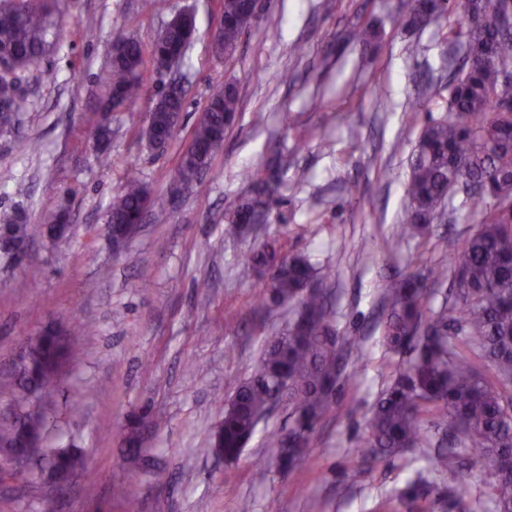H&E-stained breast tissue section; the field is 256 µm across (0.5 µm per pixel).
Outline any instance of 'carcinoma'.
I'll return each mask as SVG.
<instances>
[{"label":"carcinoma","mask_w":512,"mask_h":512,"mask_svg":"<svg viewBox=\"0 0 512 512\" xmlns=\"http://www.w3.org/2000/svg\"><path fill=\"white\" fill-rule=\"evenodd\" d=\"M465 2L466 17L450 29L451 39L465 41L461 65L448 81V116L423 126L410 157L407 184L409 207L391 247L424 235L447 203L470 184L484 192L476 199L478 230L461 245L448 241L450 265L430 269L433 279L452 275L456 286L451 313L425 316L428 294L416 276L392 281L386 288L390 308L384 338L411 358L400 368L389 388L376 402L370 418L362 458L369 468L413 448H434L432 463L464 457L486 460L481 483L498 509L512 512V470L495 465L512 462V118L498 112L512 102V81L502 69L512 68V33L493 27L512 0H412L404 24L422 29L438 23L448 10ZM249 8L248 0H222L223 34L214 44L219 55L236 49L243 33L237 18ZM58 16L52 0H19L0 9V55L12 67L0 73V108L15 114L28 107L18 74L40 62L54 45ZM195 19L188 12L175 15L164 36L148 49L136 39L116 36L112 54L109 106L134 102L141 95L147 62L161 70L185 55L194 39ZM377 31L362 25L352 34L362 50L375 44ZM185 93L170 87L155 101L142 136L155 142L184 108ZM239 109L237 87L228 83L209 98L203 116L192 131L190 144L180 156L177 174L195 178L208 169L224 134ZM288 156L274 154L265 169L251 174V193L225 216L240 234H249L267 220L268 204L279 187V173ZM166 200L150 195L140 179L127 176L122 192L106 214L115 244L129 237L126 226L138 223L148 205L164 208ZM62 212L45 227L27 224L18 215L0 217V233L25 241L33 233L60 238L70 230ZM269 268L262 283L263 309L292 304L300 324L269 337L255 373L235 389L224 406L213 447L234 462L252 437L271 402L286 393L293 425L304 445L286 446V434L269 438L272 460L294 468L310 447L312 434L330 407L342 373L343 338L331 323L328 288L315 286L313 269L302 255H288L272 244L251 258ZM74 344L49 328L27 339L20 366L15 420L0 428V446L21 448L35 467H48L65 481L78 468L81 455L72 448L42 447L43 417L39 402L55 391L59 375ZM432 490L427 481L416 482L412 494L387 504L390 512H426Z\"/></svg>","instance_id":"carcinoma-1"}]
</instances>
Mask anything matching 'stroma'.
<instances>
[{"label": "stroma", "instance_id": "35a3bbf8", "mask_svg": "<svg viewBox=\"0 0 512 512\" xmlns=\"http://www.w3.org/2000/svg\"><path fill=\"white\" fill-rule=\"evenodd\" d=\"M235 53L216 56L221 0H59L57 45L21 75L29 100L0 130V214L50 223L69 208L72 231L35 236L24 260L0 254V425L16 410L15 361L27 337L60 328L76 343L58 387L41 403L46 447L74 445L84 466L64 490L47 472L0 483V512H373L416 473L437 505L461 496L470 512H494L481 493L483 463L438 470L417 448L366 469L359 449L371 409L408 354L386 345L378 322L395 277L448 262L449 241L478 229L464 196L429 233L386 249L407 209L408 157L422 127L446 117L448 95L422 94L447 77V27L404 26L411 0H264ZM192 12L197 32L170 73L147 69L142 97L111 113L112 137L98 153L95 131L111 73L116 34L151 45L170 19ZM377 23L375 53L348 43L352 27ZM303 44V57L292 53ZM187 87L185 109L164 150L140 134L170 78ZM238 88L236 124L200 182L178 184V159L211 92ZM288 157L268 223L234 233L224 214L248 193V172L271 147ZM391 179H384L383 170ZM169 199L150 210L127 244L114 248L105 214L128 173ZM307 256L328 285L333 324L359 337L347 349L346 379L293 471L269 466L271 432L287 429L288 408L262 419L237 461L219 460L210 435L235 385L258 367L267 336L293 317L259 316L263 269L249 268L265 242ZM142 457L126 442L141 411Z\"/></svg>", "mask_w": 512, "mask_h": 512}]
</instances>
